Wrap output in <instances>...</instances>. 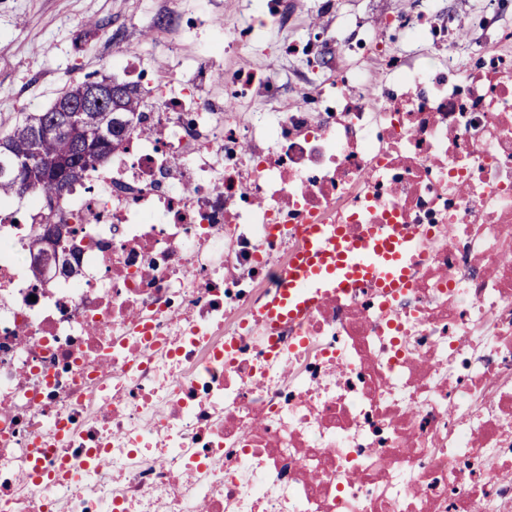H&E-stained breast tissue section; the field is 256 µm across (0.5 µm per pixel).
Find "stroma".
I'll return each mask as SVG.
<instances>
[{"label":"stroma","instance_id":"1","mask_svg":"<svg viewBox=\"0 0 512 512\" xmlns=\"http://www.w3.org/2000/svg\"><path fill=\"white\" fill-rule=\"evenodd\" d=\"M293 17L276 37L258 33L245 57L250 65L267 67L287 92L275 102L278 110L292 108L297 89L307 87L319 67L318 60H304L278 52L277 43L307 40L324 33L338 53L337 66H357V59L340 55L344 40L355 25L366 30L409 11L412 0H382L375 11L373 0H335L332 13L319 0H291ZM160 0H0V133L9 130L27 112L49 107L72 84L112 76L133 80V70L114 47L123 44L140 52L143 75L165 73L175 64L158 46L157 10ZM455 18L457 40L454 57L471 61L472 48L483 32L474 25L483 10L512 21V0H443ZM242 14L240 0H182V15L171 22L173 39L190 41L194 29L222 39L225 20Z\"/></svg>","mask_w":512,"mask_h":512}]
</instances>
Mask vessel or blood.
I'll return each instance as SVG.
<instances>
[{"mask_svg":"<svg viewBox=\"0 0 512 512\" xmlns=\"http://www.w3.org/2000/svg\"><path fill=\"white\" fill-rule=\"evenodd\" d=\"M417 242L403 224H306L261 314L271 326L298 319L333 295L364 284L384 290L408 285Z\"/></svg>","mask_w":512,"mask_h":512,"instance_id":"1","label":"vessel or blood"}]
</instances>
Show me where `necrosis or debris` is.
Returning a JSON list of instances; mask_svg holds the SVG:
<instances>
[{"instance_id":"necrosis-or-debris-1","label":"necrosis or debris","mask_w":512,"mask_h":512,"mask_svg":"<svg viewBox=\"0 0 512 512\" xmlns=\"http://www.w3.org/2000/svg\"><path fill=\"white\" fill-rule=\"evenodd\" d=\"M280 0L153 81L53 210L0 211V512H512V23L472 62L379 55L274 100L228 68ZM234 101L226 109L225 101ZM77 247L34 279L40 225ZM305 224H409L408 287L256 316Z\"/></svg>"}]
</instances>
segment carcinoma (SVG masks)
Instances as JSON below:
<instances>
[{
  "label": "carcinoma",
  "mask_w": 512,
  "mask_h": 512,
  "mask_svg": "<svg viewBox=\"0 0 512 512\" xmlns=\"http://www.w3.org/2000/svg\"><path fill=\"white\" fill-rule=\"evenodd\" d=\"M92 85L84 81L71 86L58 97L53 106L61 108L83 102ZM144 89L130 83L127 105L137 110V118L110 131L111 142L99 156L87 154L97 141V131L105 119L98 108H84L81 112H29L6 134L0 142L16 156L31 160L30 170L21 180L0 177V205L23 200L29 203L58 201L68 189L80 182L83 172L90 167L102 166L112 152L123 142L126 133L142 121ZM55 124L63 131L46 134V126Z\"/></svg>",
  "instance_id": "carcinoma-1"
}]
</instances>
